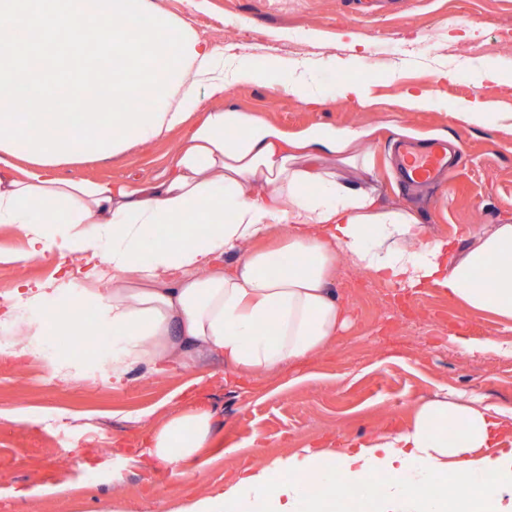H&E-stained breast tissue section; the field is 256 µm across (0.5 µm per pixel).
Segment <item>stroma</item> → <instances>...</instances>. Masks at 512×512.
I'll return each instance as SVG.
<instances>
[{
  "mask_svg": "<svg viewBox=\"0 0 512 512\" xmlns=\"http://www.w3.org/2000/svg\"><path fill=\"white\" fill-rule=\"evenodd\" d=\"M198 36L223 47L224 58L267 67L262 83L234 82L224 108L246 112L289 137L361 130L373 166L366 178L391 204L412 206L436 238L462 242L466 232L512 222V85L481 86L492 67L512 72V52L448 54L452 42L495 41L512 31V0H153ZM304 72L317 104L288 91ZM366 85V104L337 96L341 82ZM429 105L409 108L406 91ZM483 102L462 123L452 111ZM456 141L463 163L436 187L404 191L393 141ZM179 138L132 148L92 164L59 166L64 178L122 183L164 176ZM55 262L0 263V299L20 278L45 281ZM336 292L347 328L318 358L233 385L213 359L154 374L131 370L113 387L87 348H58L84 377L59 378L37 356L15 357V337L0 333V512H174L183 501L223 487L239 471L303 448L347 441L406 424L412 403L437 393L481 396L512 409V356L462 351L458 338L496 339L500 325L439 291L413 294L339 262ZM215 415L217 438L180 481L134 463L152 424L179 408L182 392Z\"/></svg>",
  "mask_w": 512,
  "mask_h": 512,
  "instance_id": "1",
  "label": "stroma"
}]
</instances>
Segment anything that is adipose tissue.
<instances>
[{
    "label": "adipose tissue",
    "mask_w": 512,
    "mask_h": 512,
    "mask_svg": "<svg viewBox=\"0 0 512 512\" xmlns=\"http://www.w3.org/2000/svg\"><path fill=\"white\" fill-rule=\"evenodd\" d=\"M194 48L161 126L129 134L136 146L182 132L163 179H65L52 160L16 165L27 146L0 145V224L26 241L0 263L51 256L87 283L16 282L0 301V329L24 337L19 356L48 352L57 323L89 309L91 331L112 335L100 363L113 383L137 365L162 373L213 357L236 377L264 374L324 353L346 327L334 288L341 258L411 292L440 289L512 328V224L488 225L463 248L429 238L414 209L322 164L327 151L368 169L361 131L291 141L225 111L228 79L260 83L267 72L245 64L228 77L222 49L201 38ZM511 439L512 414L479 398H421L404 427L248 469L177 512H331L339 486L368 512H512V448H500ZM214 440L213 412L187 401L148 432L136 461L177 479ZM479 448L489 456L475 457Z\"/></svg>",
    "instance_id": "adipose-tissue-1"
}]
</instances>
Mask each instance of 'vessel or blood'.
Masks as SVG:
<instances>
[{"instance_id": "obj_1", "label": "vessel or blood", "mask_w": 512, "mask_h": 512, "mask_svg": "<svg viewBox=\"0 0 512 512\" xmlns=\"http://www.w3.org/2000/svg\"><path fill=\"white\" fill-rule=\"evenodd\" d=\"M460 161V155L451 152L444 140H435L424 146L403 143L398 147L400 177L408 185L438 182Z\"/></svg>"}]
</instances>
